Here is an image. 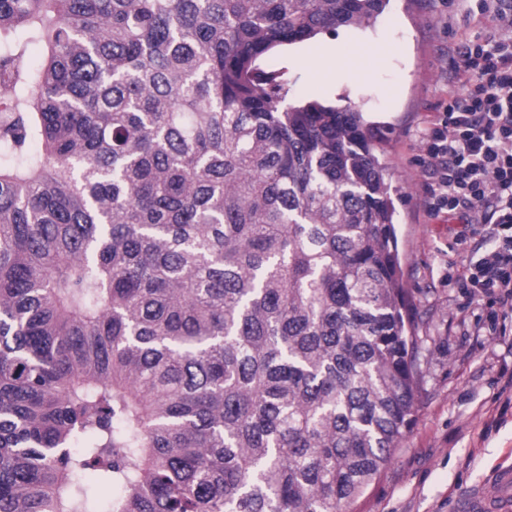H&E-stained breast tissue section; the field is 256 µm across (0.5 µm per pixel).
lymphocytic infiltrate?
I'll list each match as a JSON object with an SVG mask.
<instances>
[{
	"instance_id": "obj_1",
	"label": "lymphocytic infiltrate",
	"mask_w": 512,
	"mask_h": 512,
	"mask_svg": "<svg viewBox=\"0 0 512 512\" xmlns=\"http://www.w3.org/2000/svg\"><path fill=\"white\" fill-rule=\"evenodd\" d=\"M500 2L480 0L478 12L496 32L458 49L455 82L422 134L418 163L429 179L428 212L466 220L484 208L493 226L490 244L457 282L512 314V8Z\"/></svg>"
}]
</instances>
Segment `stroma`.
I'll use <instances>...</instances> for the list:
<instances>
[{
  "instance_id": "stroma-1",
  "label": "stroma",
  "mask_w": 512,
  "mask_h": 512,
  "mask_svg": "<svg viewBox=\"0 0 512 512\" xmlns=\"http://www.w3.org/2000/svg\"><path fill=\"white\" fill-rule=\"evenodd\" d=\"M476 0H389L375 26L321 35L349 62L319 80L308 43L281 47L261 68L280 73L293 100L359 105L388 168L397 209L404 285L427 383L402 448L352 512H452L457 497L512 463V318L508 334L486 332L485 296L449 285L486 248L492 227L453 215L428 217L420 135L454 80L462 39L488 38Z\"/></svg>"
}]
</instances>
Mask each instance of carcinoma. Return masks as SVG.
Returning a JSON list of instances; mask_svg holds the SVG:
<instances>
[{
  "mask_svg": "<svg viewBox=\"0 0 512 512\" xmlns=\"http://www.w3.org/2000/svg\"><path fill=\"white\" fill-rule=\"evenodd\" d=\"M386 2L0 0V512H349L392 463L387 168L259 67Z\"/></svg>",
  "mask_w": 512,
  "mask_h": 512,
  "instance_id": "cac0c4a2",
  "label": "carcinoma"
}]
</instances>
